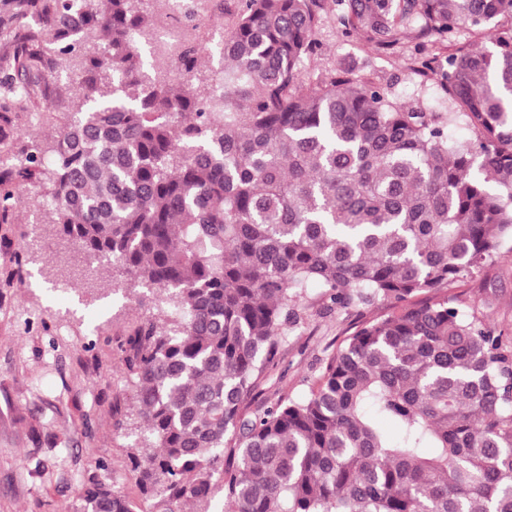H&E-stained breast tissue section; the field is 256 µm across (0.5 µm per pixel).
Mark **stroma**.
Masks as SVG:
<instances>
[{"instance_id":"stroma-1","label":"stroma","mask_w":512,"mask_h":512,"mask_svg":"<svg viewBox=\"0 0 512 512\" xmlns=\"http://www.w3.org/2000/svg\"><path fill=\"white\" fill-rule=\"evenodd\" d=\"M315 39L305 76L349 68L403 106L447 111L440 87L417 73L425 54L414 31H404L394 49L377 51L360 36H343L333 11ZM49 132L34 111L19 112L0 146L22 156L45 146ZM44 193L40 185L26 186L13 222L0 224V512H82L92 474L130 499L136 512H151L129 459L144 426L125 358L134 329L158 309L147 289H114L109 273L90 286L71 273L76 247L51 223ZM18 266L23 276H15ZM442 293L512 341V252ZM320 296L318 286L306 288L308 309L282 342L264 399L307 396L326 359L362 322L387 310L380 303L327 312Z\"/></svg>"}]
</instances>
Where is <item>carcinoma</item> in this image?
Masks as SVG:
<instances>
[{
  "label": "carcinoma",
  "mask_w": 512,
  "mask_h": 512,
  "mask_svg": "<svg viewBox=\"0 0 512 512\" xmlns=\"http://www.w3.org/2000/svg\"><path fill=\"white\" fill-rule=\"evenodd\" d=\"M388 50L404 29L450 45L448 111L393 102L351 69L306 81L323 15ZM143 0H0V90L56 136L0 167V224L47 180L53 223L116 288L150 289L128 369L145 424L130 459L154 512H512V345L448 298L512 242V0H237L224 93L184 0L183 43L146 63ZM495 32L456 45L457 29ZM98 35L95 51L83 50ZM78 89L58 111L54 75ZM474 139L456 142L448 127ZM316 283L327 308L388 302L299 400L247 403ZM397 427L390 436L385 425ZM84 512H135L88 479Z\"/></svg>",
  "instance_id": "1"
}]
</instances>
